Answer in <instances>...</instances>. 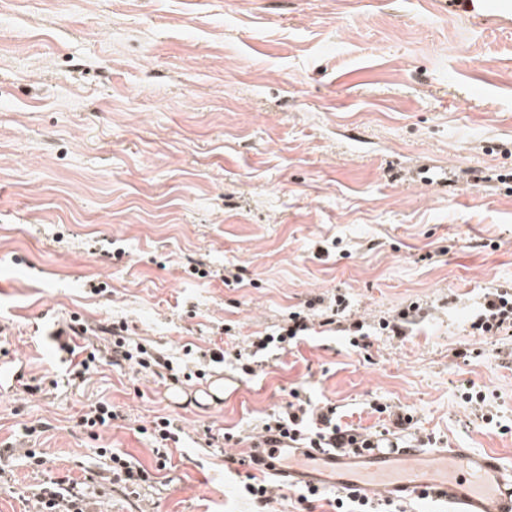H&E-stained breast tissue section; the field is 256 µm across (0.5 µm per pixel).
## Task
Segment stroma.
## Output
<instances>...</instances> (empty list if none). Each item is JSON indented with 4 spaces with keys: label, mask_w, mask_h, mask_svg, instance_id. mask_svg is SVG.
I'll use <instances>...</instances> for the list:
<instances>
[{
    "label": "stroma",
    "mask_w": 512,
    "mask_h": 512,
    "mask_svg": "<svg viewBox=\"0 0 512 512\" xmlns=\"http://www.w3.org/2000/svg\"><path fill=\"white\" fill-rule=\"evenodd\" d=\"M239 268L243 283L225 285ZM506 282L511 10L0 0V337L25 381L0 390V448L13 451L0 512H37L50 478L88 483L90 512H254L240 492L250 437L294 388L399 445L496 450L512 465V332L470 327ZM338 295L348 307L334 316ZM413 303L402 334L382 329ZM305 309L309 335L258 354L252 374L204 363ZM74 316L204 364L182 387L225 378L222 401L177 404L170 381L127 367L72 386L55 333ZM101 400L117 417L92 434L77 419ZM381 405L412 413V428L395 431ZM158 416L182 428L161 471L143 432ZM207 429L242 441L207 446ZM102 448L151 482L132 494L101 479Z\"/></svg>",
    "instance_id": "1"
}]
</instances>
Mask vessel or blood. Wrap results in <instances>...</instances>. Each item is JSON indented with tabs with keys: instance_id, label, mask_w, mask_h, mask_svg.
I'll use <instances>...</instances> for the list:
<instances>
[{
	"instance_id": "obj_1",
	"label": "vessel or blood",
	"mask_w": 512,
	"mask_h": 512,
	"mask_svg": "<svg viewBox=\"0 0 512 512\" xmlns=\"http://www.w3.org/2000/svg\"><path fill=\"white\" fill-rule=\"evenodd\" d=\"M263 474L289 485L333 487L394 501L430 496L448 512H512V466L497 454L467 448H375L333 453L292 448L287 465L255 449Z\"/></svg>"
}]
</instances>
